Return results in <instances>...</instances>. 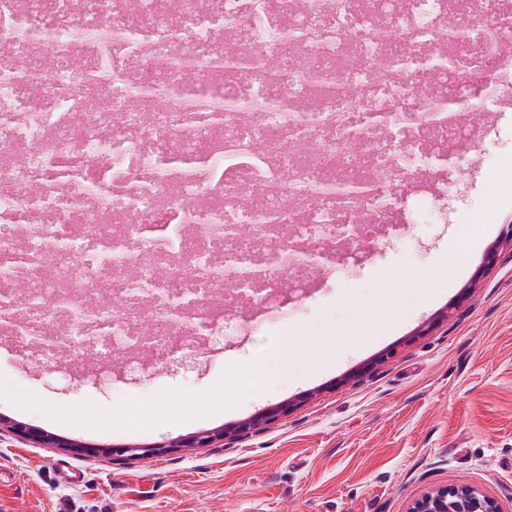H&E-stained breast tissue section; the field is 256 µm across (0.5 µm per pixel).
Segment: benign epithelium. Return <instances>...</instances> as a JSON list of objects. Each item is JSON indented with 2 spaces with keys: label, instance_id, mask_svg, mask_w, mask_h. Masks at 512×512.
I'll list each match as a JSON object with an SVG mask.
<instances>
[{
  "label": "benign epithelium",
  "instance_id": "1",
  "mask_svg": "<svg viewBox=\"0 0 512 512\" xmlns=\"http://www.w3.org/2000/svg\"><path fill=\"white\" fill-rule=\"evenodd\" d=\"M291 403L274 406L253 418L238 425L202 431L191 437L172 441L166 445H123L104 446L98 444H83L59 437L53 433L31 427L29 425L8 420L0 416V426L6 424L13 432L31 438L43 447L69 448L78 454L98 455L121 453L131 460H146L164 454L173 448H204L216 440H223L262 423L269 422L287 413ZM409 512H500L497 503L476 488L467 489H433L414 502Z\"/></svg>",
  "mask_w": 512,
  "mask_h": 512
}]
</instances>
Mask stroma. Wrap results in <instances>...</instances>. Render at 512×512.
<instances>
[{
  "mask_svg": "<svg viewBox=\"0 0 512 512\" xmlns=\"http://www.w3.org/2000/svg\"><path fill=\"white\" fill-rule=\"evenodd\" d=\"M489 111L469 174L448 172L445 210L397 184L411 203L386 234L339 247L305 299L279 293L222 349L200 337L195 366L127 374L113 356L101 378L67 354L31 364L0 336V416L67 439L161 443L298 402L236 440L147 460L78 456L0 430V512H408L443 487L480 489L512 512V88ZM466 225L478 233L455 270L448 254ZM387 279L409 306L322 359V342L360 329ZM287 337L301 349L285 364ZM134 406L153 413L151 429L128 424Z\"/></svg>",
  "mask_w": 512,
  "mask_h": 512,
  "instance_id": "35a3bbf8",
  "label": "stroma"
}]
</instances>
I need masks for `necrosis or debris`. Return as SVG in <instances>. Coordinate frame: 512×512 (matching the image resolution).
Returning <instances> with one entry per match:
<instances>
[{"instance_id":"4bbe7bcc","label":"necrosis or debris","mask_w":512,"mask_h":512,"mask_svg":"<svg viewBox=\"0 0 512 512\" xmlns=\"http://www.w3.org/2000/svg\"><path fill=\"white\" fill-rule=\"evenodd\" d=\"M32 2L0 0V335L99 375L118 350L137 372L223 343L233 305L270 307L319 243L375 233L398 182L475 143L433 117L442 95L464 112L512 84L506 0L465 32L448 0Z\"/></svg>"}]
</instances>
